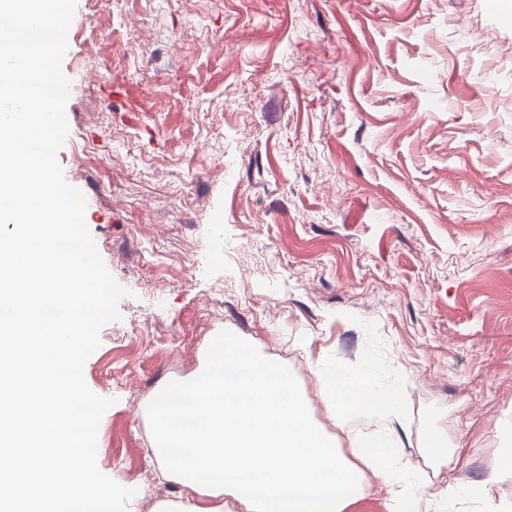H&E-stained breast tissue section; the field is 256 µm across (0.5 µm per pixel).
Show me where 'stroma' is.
I'll list each match as a JSON object with an SVG mask.
<instances>
[{
    "label": "stroma",
    "instance_id": "35a3bbf8",
    "mask_svg": "<svg viewBox=\"0 0 512 512\" xmlns=\"http://www.w3.org/2000/svg\"><path fill=\"white\" fill-rule=\"evenodd\" d=\"M57 154L128 289L84 365L127 512L183 502L147 404L223 329L290 368L406 381L419 492L481 479L512 422V8L504 0H77ZM435 436L457 461L434 455Z\"/></svg>",
    "mask_w": 512,
    "mask_h": 512
}]
</instances>
